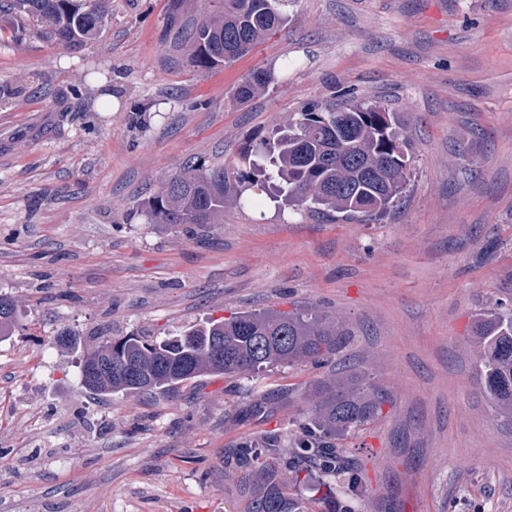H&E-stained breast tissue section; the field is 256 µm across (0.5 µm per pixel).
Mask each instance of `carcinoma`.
<instances>
[{
	"instance_id": "carcinoma-1",
	"label": "carcinoma",
	"mask_w": 512,
	"mask_h": 512,
	"mask_svg": "<svg viewBox=\"0 0 512 512\" xmlns=\"http://www.w3.org/2000/svg\"><path fill=\"white\" fill-rule=\"evenodd\" d=\"M286 0H214L179 42L191 66L214 70L232 64L284 22ZM0 13L32 20L48 38L82 45L103 31L107 0H0ZM270 75L256 71L232 94L244 104L265 91ZM411 145L395 112L365 102L295 112L272 136L240 152L249 168L248 189L326 217L377 221L398 206L410 176ZM233 201L224 166L191 169L170 178L144 213L151 224H221ZM0 339L13 335L14 301L0 294ZM474 336L480 348L483 390L512 415V309L480 314ZM341 318L316 311H243L193 325L175 336H114L80 361L84 388L96 395L167 393L202 375L255 377L272 367L325 364L340 352ZM107 355L112 381L88 384L92 360ZM385 394L365 373L328 374L308 388L309 409L297 429L269 433L224 449V468L243 472L247 512H355V480L344 479V504L328 501L331 481L356 462L345 459L336 438L382 416ZM314 492L302 498L296 487Z\"/></svg>"
}]
</instances>
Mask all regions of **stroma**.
I'll list each match as a JSON object with an SVG mask.
<instances>
[{
	"label": "stroma",
	"instance_id": "stroma-1",
	"mask_svg": "<svg viewBox=\"0 0 512 512\" xmlns=\"http://www.w3.org/2000/svg\"><path fill=\"white\" fill-rule=\"evenodd\" d=\"M73 49L0 33V512H245L235 444L288 432L306 390L367 373L391 399L340 440L360 512H512V416L483 391L476 314L512 308V0H290L221 70L166 35L208 0H110ZM267 90L237 105L252 72ZM400 113L413 176L381 220L328 219L243 191L220 224H150L142 202L311 105ZM341 315L329 364L206 375L156 396L95 395L86 346L237 311ZM69 344H60V337ZM270 394L269 418L252 414ZM1 304L4 305L2 310ZM17 313L14 301L0 294V339L12 336L17 325Z\"/></svg>",
	"mask_w": 512,
	"mask_h": 512
}]
</instances>
